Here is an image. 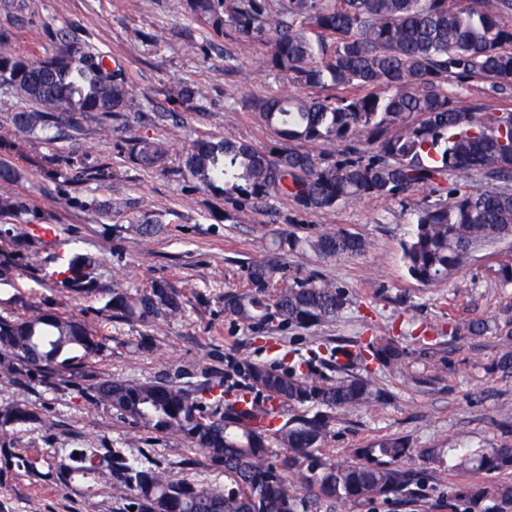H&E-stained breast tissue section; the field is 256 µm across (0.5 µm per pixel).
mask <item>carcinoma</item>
I'll list each match as a JSON object with an SVG mask.
<instances>
[{
	"label": "carcinoma",
	"mask_w": 512,
	"mask_h": 512,
	"mask_svg": "<svg viewBox=\"0 0 512 512\" xmlns=\"http://www.w3.org/2000/svg\"><path fill=\"white\" fill-rule=\"evenodd\" d=\"M175 9L202 25L209 47L229 39L263 50L261 66L288 75L313 95L246 100L273 140L259 147L231 134L198 138L184 146L178 173L224 198L237 212L258 211L290 197L309 212H331L365 198L408 196L430 186L413 208L403 258L411 278L424 285L448 280L471 251L512 237V0H173ZM27 0H0V10L23 16ZM0 31V87L23 107L11 115L21 134L47 141L75 133H124L130 159L144 171L165 167L169 148L133 135L137 109L121 66L74 34L62 33L49 58L20 56ZM474 83L489 86L498 103L457 105ZM168 101L195 110L201 92L189 85L161 90ZM329 144L341 158L325 161L307 149ZM68 184L104 176L70 157L58 160ZM454 173L488 180L484 190L440 193V180ZM20 179L0 159V185ZM86 208L121 219L133 209L120 199ZM0 219L50 224L17 193L0 194ZM138 243L148 248L161 223L136 218ZM369 248L346 229L308 226L275 231L262 257L244 264L249 290L224 295V311L252 327L311 328L336 320L346 291L319 272L288 277L284 258L311 251L322 258L359 256ZM99 260L75 253L67 269L48 278L61 301L100 297L116 322L151 328L184 315V293L164 280L128 290L100 287ZM103 351L95 326L67 313L29 305L20 317L0 316V373L42 377L84 374ZM80 353L74 357L73 353ZM407 352L396 336L348 341L312 350L284 367L241 361L232 367L241 382L210 378L183 386L168 380L99 379L93 398L123 421L202 450L224 472V485L179 478L152 461L134 462L126 448H74L66 477L109 469L115 490L135 512H337L403 496L424 479L404 462L417 451L443 464L441 449L412 448L409 439H376L351 459L325 461L322 447L339 415L385 399L371 374L347 373L348 362L396 368ZM320 362L338 376H324ZM302 413L282 420L284 406ZM42 420L20 403L0 405V439L18 425ZM461 467L492 474L512 468V448L464 454Z\"/></svg>",
	"instance_id": "obj_1"
}]
</instances>
